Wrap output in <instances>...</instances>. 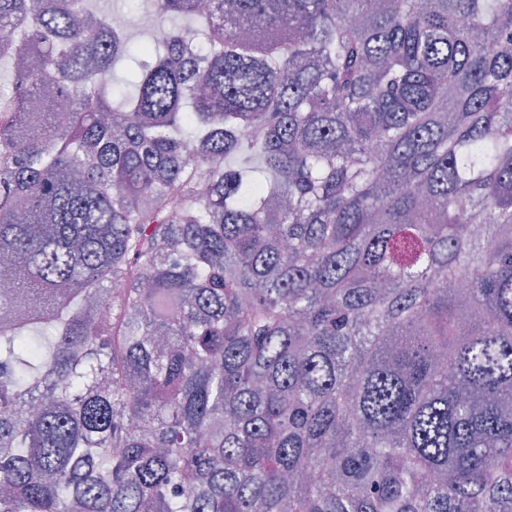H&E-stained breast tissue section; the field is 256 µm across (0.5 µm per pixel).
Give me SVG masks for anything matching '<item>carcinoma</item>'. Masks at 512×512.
<instances>
[{
	"mask_svg": "<svg viewBox=\"0 0 512 512\" xmlns=\"http://www.w3.org/2000/svg\"><path fill=\"white\" fill-rule=\"evenodd\" d=\"M0 0V512H512V0Z\"/></svg>",
	"mask_w": 512,
	"mask_h": 512,
	"instance_id": "obj_1",
	"label": "carcinoma"
}]
</instances>
